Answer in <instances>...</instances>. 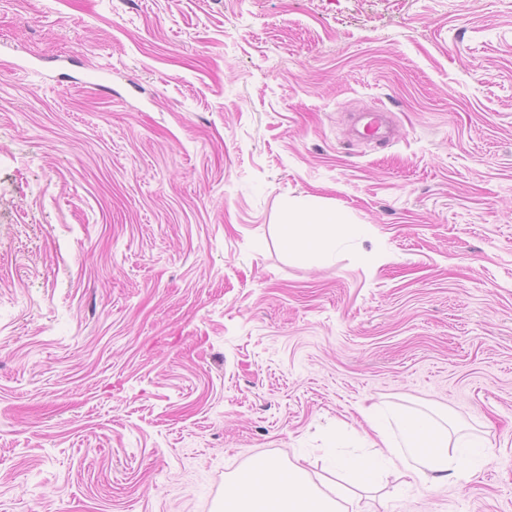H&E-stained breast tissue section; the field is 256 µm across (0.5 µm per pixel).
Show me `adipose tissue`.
I'll return each mask as SVG.
<instances>
[{"label": "adipose tissue", "instance_id": "ef3b65f1", "mask_svg": "<svg viewBox=\"0 0 512 512\" xmlns=\"http://www.w3.org/2000/svg\"><path fill=\"white\" fill-rule=\"evenodd\" d=\"M362 415L376 437L375 451L368 457L340 455L333 459L335 493L313 484L298 464L284 466L264 459L227 485L224 512H345L349 477L370 481L392 469L429 492L448 480L468 479L491 458L476 440L449 453L447 429L428 419L413 414L392 417L372 408L363 410Z\"/></svg>", "mask_w": 512, "mask_h": 512}]
</instances>
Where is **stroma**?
Wrapping results in <instances>:
<instances>
[{"label":"stroma","instance_id":"obj_1","mask_svg":"<svg viewBox=\"0 0 512 512\" xmlns=\"http://www.w3.org/2000/svg\"><path fill=\"white\" fill-rule=\"evenodd\" d=\"M369 406L492 460L356 512H512V0H0V512L329 483ZM305 208H306V205L303 204L300 207V209H299L298 220H297V222H294V224H295L294 233L299 235V236H310V235L315 236V235H320L321 237H324L327 234L322 232L314 224H330V226H335V230H334L335 233H334L332 238H330L329 240H327L325 242L324 246L327 249L336 248V239H337V236H336V226H340V225H333V224L336 223L335 221L334 222H319L320 219H318L315 216L316 213L308 215V213L310 211V207H307L306 210H305Z\"/></svg>","mask_w":512,"mask_h":512}]
</instances>
